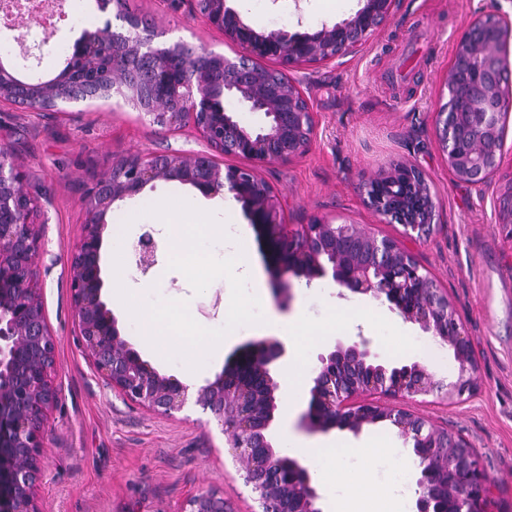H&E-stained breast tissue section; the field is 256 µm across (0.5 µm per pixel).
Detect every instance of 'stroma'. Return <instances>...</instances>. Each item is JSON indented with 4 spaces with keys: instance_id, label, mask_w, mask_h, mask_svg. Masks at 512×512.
Instances as JSON below:
<instances>
[{
    "instance_id": "1",
    "label": "stroma",
    "mask_w": 512,
    "mask_h": 512,
    "mask_svg": "<svg viewBox=\"0 0 512 512\" xmlns=\"http://www.w3.org/2000/svg\"><path fill=\"white\" fill-rule=\"evenodd\" d=\"M366 0H226L255 31L282 29L313 33L343 22ZM129 9L163 31L164 41L207 44L227 57L237 42L204 25L188 5L174 0H127ZM512 14V0H402L394 17L357 56L328 65L289 69V77L308 98L316 127L305 152L262 169V176L286 203L291 224L326 217L353 222L388 237H400L397 224L379 223L366 204L364 182L406 163L420 169L436 195L439 217L433 236L415 249L430 277L446 288L459 322L471 339L476 388L446 401L419 396L413 410L437 425H448L470 443L492 484V512H512V225L499 220L500 188L512 176V114L506 119L504 159L492 184L478 190L450 173L436 140L434 114L446 102L445 80L458 40L481 14ZM102 19L95 0H82L78 19L64 18L52 38L41 29L0 27V42L10 48L5 62L29 78L57 74L65 65L63 49L72 48L83 30ZM10 148L27 173L26 189L39 204L46 255L34 269L42 287L47 320L57 338V404L49 413L51 433L41 454L38 487L41 512H181L199 489L223 495L231 512H258L214 415L195 405L166 417L120 397L94 372L77 344L69 290V267L86 214L81 200L114 162L166 149L200 150L192 126L168 129L144 118L120 97L80 103L65 112H30L0 102V146ZM180 194L202 200V193L177 181L155 182L116 201L108 224L127 223L128 213L143 209L129 225L131 239L150 234L158 245L157 262L141 272L134 253L126 267L138 299L184 301L203 327L224 325L225 279L194 294L185 276L169 269L167 232L146 209L152 202ZM221 222L245 225L251 240L256 279L262 284L268 322L231 332L199 370V383L214 380L232 354L248 342L284 337L285 325L298 315L321 319L327 307L368 310L376 299L336 287L325 278L291 281V297L278 301L276 257L241 202L218 213ZM385 361L422 360L430 338L412 324L402 337L367 334ZM310 400L308 389L285 396L271 436L274 443L294 435L330 444L360 443L377 436L411 453L397 429L386 422L360 433L333 428L309 432L300 425Z\"/></svg>"
}]
</instances>
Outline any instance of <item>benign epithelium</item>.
I'll return each mask as SVG.
<instances>
[{
    "instance_id": "benign-epithelium-1",
    "label": "benign epithelium",
    "mask_w": 512,
    "mask_h": 512,
    "mask_svg": "<svg viewBox=\"0 0 512 512\" xmlns=\"http://www.w3.org/2000/svg\"><path fill=\"white\" fill-rule=\"evenodd\" d=\"M205 25L238 42L246 54L229 58L206 45L198 60L179 67L172 62L183 44L155 43L158 32L135 16L115 26L104 18L74 43L75 53L50 79L33 83L0 62V102L32 112L75 102L58 91L76 79L95 83L106 77L113 92L138 107L137 92H150L139 111L160 126L177 128L189 116L206 142L204 152L167 151L112 166L83 199L86 224L70 267L77 342L95 372L124 398L172 417L188 402V387L160 374L125 340L103 300L100 265L106 217L112 205L156 181H179L203 194L229 192L275 253L280 295L290 292L288 277H329L352 292L385 298L406 322L417 324L453 349L458 363L448 382L452 399L473 390L475 361L471 341L460 327L447 290L424 272L413 246L434 230L435 195L426 175L397 164L364 185L367 203L382 224H399L401 237L380 236L351 222L316 218L293 229L287 224L281 194L260 174L262 168L302 154L315 130V115L294 82L259 88L263 74L247 62L274 59L283 66L329 64L360 53L386 25L398 0H366L354 17L314 33L290 35L281 29L256 32L224 0H186ZM497 36L486 40L490 52L471 66L470 92L461 104L443 103L434 113L436 135L454 178L478 188L491 184L503 159V116L512 110V86L492 81L512 68L506 41L512 16L491 14ZM12 28L19 21L42 29L46 23L33 0H11L0 17ZM235 100L264 114L258 128L243 126L225 101ZM234 155L247 166L224 163ZM34 199L26 190V172L0 148V512H40L37 488L41 451L49 435L48 413L58 392L51 375L57 339L48 324L43 297L33 281V261L44 253L34 224ZM500 222L512 224V187L500 196ZM133 249L145 272L155 264L153 238H139ZM287 353L285 342L268 336L246 345L214 380L195 392V404L211 411L228 436L235 460L256 493L261 512H321L309 470L274 445L268 430L280 407L283 384L272 368ZM302 417L309 431L333 428L354 434L364 426L388 422L413 442L419 460L417 512H489L491 481L469 442L448 428L429 423L409 408L416 396L440 389L419 363L379 359L371 341H337L319 355ZM181 512H224V499L208 489L191 495Z\"/></svg>"
}]
</instances>
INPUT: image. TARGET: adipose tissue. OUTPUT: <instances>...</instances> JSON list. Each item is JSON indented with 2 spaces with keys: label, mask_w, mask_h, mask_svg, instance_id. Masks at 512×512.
Here are the masks:
<instances>
[{
  "label": "adipose tissue",
  "mask_w": 512,
  "mask_h": 512,
  "mask_svg": "<svg viewBox=\"0 0 512 512\" xmlns=\"http://www.w3.org/2000/svg\"><path fill=\"white\" fill-rule=\"evenodd\" d=\"M394 336L404 333L399 320L385 314H374L353 309H329L319 322L298 316L288 326V332L299 341L317 339L336 331H353L357 327L372 328L376 324ZM287 455L305 457L314 476L328 497L330 512H407V505L415 492L409 480L412 462L398 455L393 448L377 442L346 448L336 453L331 447L299 438L287 437L282 446ZM389 459L392 474L385 483L374 477L378 459Z\"/></svg>",
  "instance_id": "ef3b65f1"
}]
</instances>
